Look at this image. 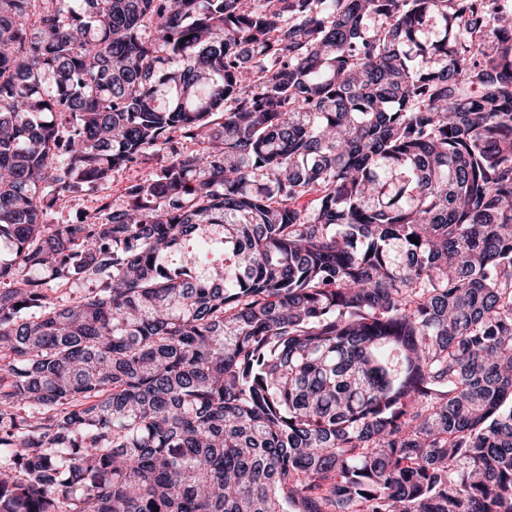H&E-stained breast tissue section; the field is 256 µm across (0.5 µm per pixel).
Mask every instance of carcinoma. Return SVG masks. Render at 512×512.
<instances>
[{"instance_id":"obj_1","label":"carcinoma","mask_w":512,"mask_h":512,"mask_svg":"<svg viewBox=\"0 0 512 512\" xmlns=\"http://www.w3.org/2000/svg\"><path fill=\"white\" fill-rule=\"evenodd\" d=\"M0 243V512H512L508 0H0ZM145 174V170L139 168H128L114 173L107 183L94 189L87 188L83 192L69 198L65 206L56 212L52 221L59 223L67 222L76 210H94L100 204V198L104 196H108L111 202L116 201L119 203L124 188L144 178Z\"/></svg>"}]
</instances>
